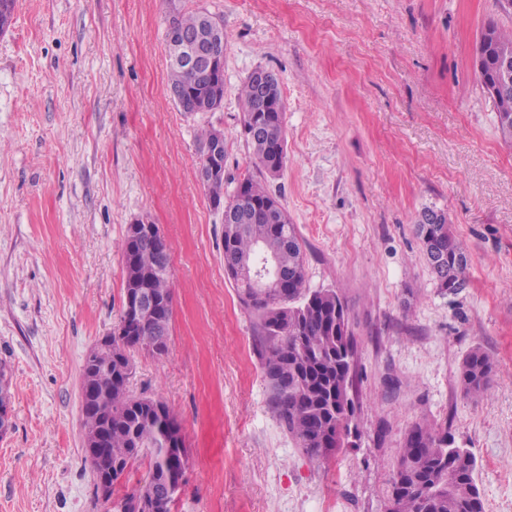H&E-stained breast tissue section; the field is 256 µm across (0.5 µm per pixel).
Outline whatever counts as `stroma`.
Listing matches in <instances>:
<instances>
[{
  "label": "stroma",
  "mask_w": 512,
  "mask_h": 512,
  "mask_svg": "<svg viewBox=\"0 0 512 512\" xmlns=\"http://www.w3.org/2000/svg\"><path fill=\"white\" fill-rule=\"evenodd\" d=\"M222 15L224 101L180 112L165 33L174 10ZM499 0H16L0 34V512H105L86 458L80 385L117 324L128 224L169 246L168 351L134 354L133 395L165 402L188 451L175 512H385L405 432L447 423L478 459L486 512H512V145L473 64ZM258 67L285 107L269 188L295 225L310 287L338 288L363 410L330 459L271 413L254 319L224 270V218L198 177L199 134L224 132V190L255 173L238 94ZM445 210L468 286L437 288L416 233ZM495 364L465 397L463 356ZM493 362L482 347H472L458 366L457 379L465 395L483 397L491 389Z\"/></svg>",
  "instance_id": "35a3bbf8"
}]
</instances>
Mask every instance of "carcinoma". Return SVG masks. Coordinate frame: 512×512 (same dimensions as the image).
Listing matches in <instances>:
<instances>
[{
  "label": "carcinoma",
  "instance_id": "obj_1",
  "mask_svg": "<svg viewBox=\"0 0 512 512\" xmlns=\"http://www.w3.org/2000/svg\"><path fill=\"white\" fill-rule=\"evenodd\" d=\"M203 11L176 12L171 27L187 36L202 28ZM491 34L483 49L481 84L494 80V63L502 52H512V30L504 32L493 21L485 25ZM171 91L178 94L176 106L191 115L214 112L221 103L209 94L211 78L206 70H191L170 63ZM259 90L250 78L241 90L243 133L252 150L258 174L276 177L287 157L284 109L257 111ZM496 112L497 130L505 143H512V88L490 97ZM218 130L204 131L200 141L201 165L224 164L225 149L212 155ZM213 202L249 212L248 219L223 227L224 269L240 304L256 320L257 355L268 385V405L283 429L311 457L328 459L344 445L358 408L352 394L355 355L345 305L334 288L311 289L307 284L306 259L295 225L279 199L262 181L249 174L237 182L224 198V177L206 179ZM417 235L425 255L443 248L444 258L429 264L437 287L456 294L468 279L467 257L448 224V213L426 208L417 221ZM162 243L125 242L122 300L134 296L137 287L150 289L162 301L160 311L130 326L126 307H121L118 324L112 330V370L96 372L97 391L83 409L85 434L106 431L109 438L102 454L112 460V490L123 492L133 502L148 499L155 512H172L180 491V465L185 445L163 447L168 430L177 425L170 408L160 400L134 396L128 389L132 374L131 352L149 350L162 355L168 350L172 318V269L159 259ZM251 271L267 285L255 290ZM493 362L482 347H472L458 366L457 379L465 395L483 397L491 389ZM149 459L148 480L132 489L124 482L134 464ZM477 459L468 448L455 445L448 426L414 424L389 479L387 500L396 501L397 512H485L483 495L476 483ZM456 491L448 492V485Z\"/></svg>",
  "mask_w": 512,
  "mask_h": 512
}]
</instances>
